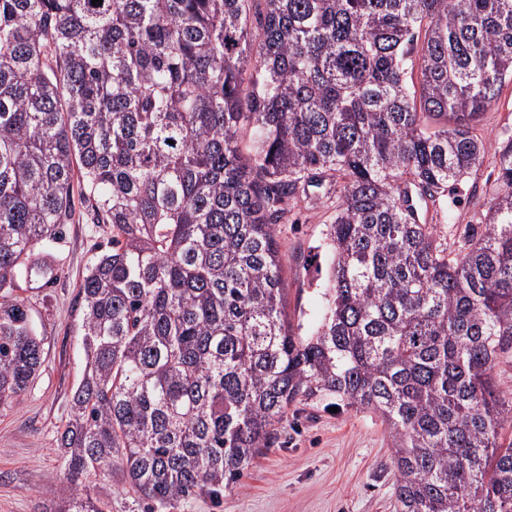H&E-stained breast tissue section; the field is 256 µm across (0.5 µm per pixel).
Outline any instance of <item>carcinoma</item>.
<instances>
[{
	"label": "carcinoma",
	"mask_w": 512,
	"mask_h": 512,
	"mask_svg": "<svg viewBox=\"0 0 512 512\" xmlns=\"http://www.w3.org/2000/svg\"><path fill=\"white\" fill-rule=\"evenodd\" d=\"M509 81L512 0H0V408L45 362L16 295L55 279L41 246L77 195L112 227L45 512H110L86 482L112 471L143 512L217 499L328 398L387 424L395 512H512V134L464 247L408 205L482 164ZM326 182L329 307L299 336L277 227Z\"/></svg>",
	"instance_id": "obj_1"
}]
</instances>
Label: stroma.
Instances as JSON below:
<instances>
[{
    "instance_id": "35a3bbf8",
    "label": "stroma",
    "mask_w": 512,
    "mask_h": 512,
    "mask_svg": "<svg viewBox=\"0 0 512 512\" xmlns=\"http://www.w3.org/2000/svg\"><path fill=\"white\" fill-rule=\"evenodd\" d=\"M497 175L493 157L450 187L430 208L451 247L481 232L487 190ZM310 197L289 207L279 240L288 317L295 332L309 335L327 301L323 284L332 255L325 233L336 215V189L313 187ZM110 236L108 225H65L60 240L46 246L58 268L52 283L22 289L45 362L13 407L0 410V512H43L42 489L59 479L57 437L83 369L79 338L78 288L85 269ZM276 443L256 457L238 482L226 485L220 501L199 498L185 512H394V470L386 425L370 411L330 412L328 401L289 409Z\"/></svg>"
}]
</instances>
